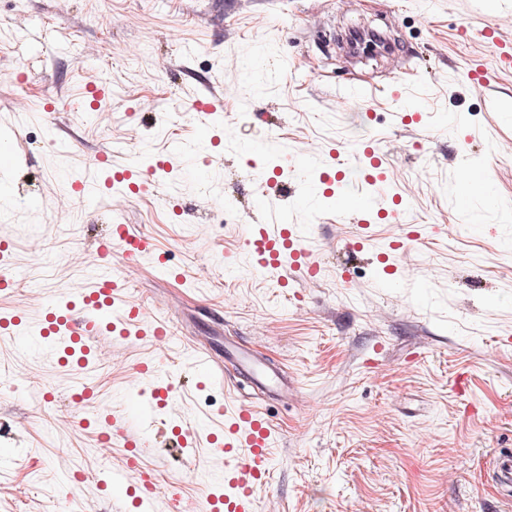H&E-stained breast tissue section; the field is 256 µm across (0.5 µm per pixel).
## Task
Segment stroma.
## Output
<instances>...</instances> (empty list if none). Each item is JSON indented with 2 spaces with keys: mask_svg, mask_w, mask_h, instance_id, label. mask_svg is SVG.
I'll return each instance as SVG.
<instances>
[{
  "mask_svg": "<svg viewBox=\"0 0 512 512\" xmlns=\"http://www.w3.org/2000/svg\"><path fill=\"white\" fill-rule=\"evenodd\" d=\"M489 25L512 38V0H0V127L11 129L18 167L0 165V239L17 247L16 295L0 311L41 306L87 286L107 219L80 208L70 190L86 155L111 146L163 153L195 141L194 94L222 100V167L197 175L173 169L178 211L149 195L131 197L123 222L152 244L129 273L126 303L174 322L167 350L105 335L90 379L95 403L122 409L134 367L189 344L222 351L237 341L281 370L294 389L277 399L248 381L179 392L170 412L219 417L235 401L271 410V468L255 512H512L496 481L512 454V74L489 71L485 87L465 79L488 52ZM254 58L238 52L244 41ZM98 71L110 101L81 112L83 75ZM403 79L428 89L417 122L397 124L387 90ZM351 86L376 94L364 104ZM150 97L156 123L138 102ZM75 153L50 141L43 104ZM275 136L295 155L306 142L378 140L390 182L423 226L396 259L411 279L380 287L376 251L399 232L372 225L371 245L345 248L349 227L321 205L308 238L313 280L289 287L256 271L245 250L237 203L255 174L243 143ZM482 152L489 189L463 184L461 151ZM165 256L173 269L157 268ZM0 364L22 382L0 385V512H132L128 492L98 485L101 466H120L126 448L100 451L84 416L67 409L80 377L43 347L20 349L0 335ZM159 481L177 484L202 512L208 485L224 475L222 455L202 451L203 478L175 459L145 452ZM83 475L61 499L64 475Z\"/></svg>",
  "mask_w": 512,
  "mask_h": 512,
  "instance_id": "35a3bbf8",
  "label": "stroma"
}]
</instances>
